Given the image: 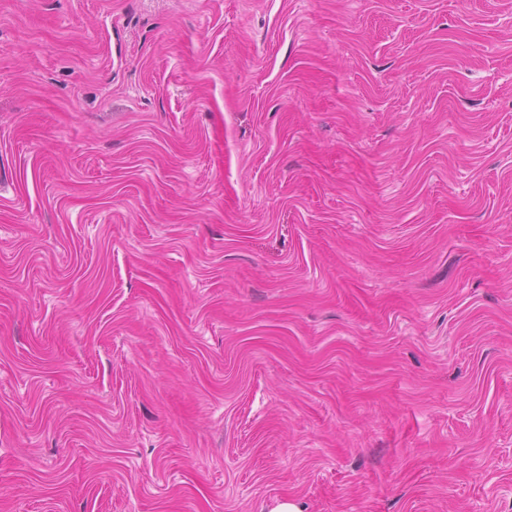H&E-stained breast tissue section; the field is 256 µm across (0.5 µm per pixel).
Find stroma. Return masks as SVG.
Masks as SVG:
<instances>
[{
	"label": "stroma",
	"instance_id": "35a3bbf8",
	"mask_svg": "<svg viewBox=\"0 0 512 512\" xmlns=\"http://www.w3.org/2000/svg\"><path fill=\"white\" fill-rule=\"evenodd\" d=\"M512 512V0H0V512Z\"/></svg>",
	"mask_w": 512,
	"mask_h": 512
}]
</instances>
